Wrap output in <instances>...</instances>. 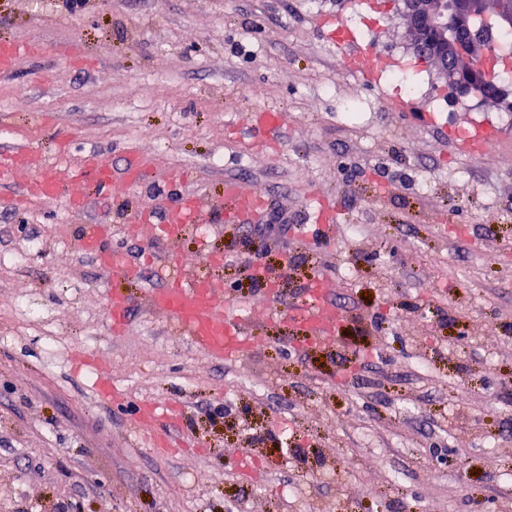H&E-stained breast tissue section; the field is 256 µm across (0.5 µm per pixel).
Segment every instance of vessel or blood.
Returning a JSON list of instances; mask_svg holds the SVG:
<instances>
[{
  "mask_svg": "<svg viewBox=\"0 0 512 512\" xmlns=\"http://www.w3.org/2000/svg\"><path fill=\"white\" fill-rule=\"evenodd\" d=\"M34 51L25 41H0V73L13 71ZM280 112H260L251 129L255 143L275 142L280 134ZM25 168L33 173L25 185L11 187L14 170ZM147 166L138 154H131L126 166L114 170L107 167L96 154L85 155L75 174L77 180L91 186L95 194H108L115 182L135 186L146 176ZM0 185L10 186L6 197L10 207L25 210L36 203L66 200L71 210L86 211V197L67 193L64 184L45 165L42 157L25 147L0 148ZM263 212L258 195L244 193L239 182L232 177L224 180V201L213 204L186 190L174 193L161 211L139 210L130 212L129 223L153 225L158 237L176 241L191 225L204 221L221 224H243L255 221ZM112 229L107 224L84 225L79 238L81 251L91 256L99 267L110 275L133 277L138 273L136 264L124 260L111 246ZM160 283L148 290L145 302L153 312L176 325L193 346L215 359L235 360L243 357L251 341L245 319L229 307L223 295L208 279L182 268L167 254L154 258ZM133 304L131 295L115 289L107 297L108 316L113 330H124ZM288 319L299 331L318 343H334L345 316L336 306L331 281L316 277L304 287L301 301L289 306ZM184 415L182 406L151 405L148 412L138 415L137 430L140 438L157 453H172L175 443L171 428Z\"/></svg>",
  "mask_w": 512,
  "mask_h": 512,
  "instance_id": "1",
  "label": "vessel or blood"
}]
</instances>
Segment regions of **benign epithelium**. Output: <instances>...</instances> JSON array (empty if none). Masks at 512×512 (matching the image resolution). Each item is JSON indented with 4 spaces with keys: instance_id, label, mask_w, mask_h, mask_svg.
<instances>
[{
    "instance_id": "1",
    "label": "benign epithelium",
    "mask_w": 512,
    "mask_h": 512,
    "mask_svg": "<svg viewBox=\"0 0 512 512\" xmlns=\"http://www.w3.org/2000/svg\"><path fill=\"white\" fill-rule=\"evenodd\" d=\"M402 14L410 30L419 32L423 40L416 47L438 54L436 66L448 90L455 94H475L483 99L504 102L512 97V87L488 81V73L512 69V58L485 53L470 69L458 76L448 66L452 57H466L480 33L475 30L480 15L477 0H404Z\"/></svg>"
}]
</instances>
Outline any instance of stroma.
Wrapping results in <instances>:
<instances>
[{"instance_id":"35a3bbf8","label":"stroma","mask_w":512,"mask_h":512,"mask_svg":"<svg viewBox=\"0 0 512 512\" xmlns=\"http://www.w3.org/2000/svg\"><path fill=\"white\" fill-rule=\"evenodd\" d=\"M402 8L0 0V40L41 50L0 75V143L39 151L71 194L88 191L72 177L88 152L115 169L132 152L148 160L150 188L91 199L114 250L164 249L151 225L128 237L113 200L157 206L176 172L206 199L236 177L288 216L262 234L202 224L173 247L251 324L254 349L228 363L145 307L154 268L106 278L65 201L0 205V512H512V112L447 96ZM358 11L373 17L362 47L402 56L420 95L337 70L323 25ZM265 109L282 115L278 142L243 147ZM479 121L499 126V148L463 154L448 132ZM321 200L336 215L326 237L311 219ZM248 256L287 266L290 301L309 278L332 281L340 342L299 336L250 284ZM112 288L135 299L120 333ZM82 352L93 367L79 368ZM103 378L127 402H101ZM146 400L184 405L185 448L137 445ZM247 456L252 479L238 475Z\"/></svg>"}]
</instances>
